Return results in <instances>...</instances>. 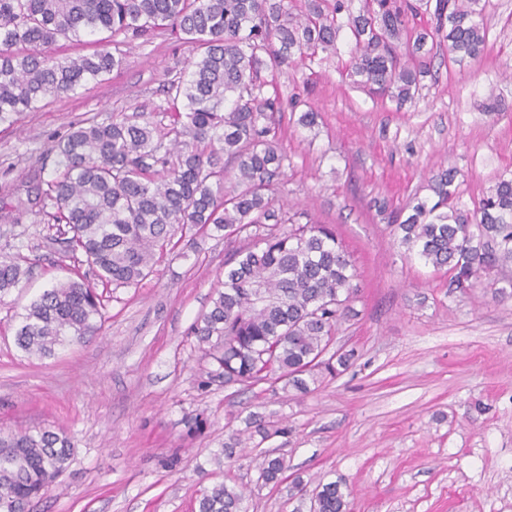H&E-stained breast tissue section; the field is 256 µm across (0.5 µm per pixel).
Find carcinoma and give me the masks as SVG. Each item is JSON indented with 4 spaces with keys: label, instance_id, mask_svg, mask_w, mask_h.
Wrapping results in <instances>:
<instances>
[{
    "label": "carcinoma",
    "instance_id": "obj_1",
    "mask_svg": "<svg viewBox=\"0 0 512 512\" xmlns=\"http://www.w3.org/2000/svg\"><path fill=\"white\" fill-rule=\"evenodd\" d=\"M359 8H354V2ZM488 0H0V122L73 93L122 68L109 51L54 57L43 48L60 39L108 31L137 38L167 29L203 48L188 78L169 82L171 122L155 137L148 121L109 124L86 119L54 141L50 179L30 186L5 215L50 206V220L65 224L68 250L83 254L95 279L115 288L137 284L154 271L176 232L200 228L244 238L224 271L208 311L191 326L211 360L209 376L224 385L305 392L308 382L338 374L354 352L330 351L358 288L356 268L328 224L299 222L301 214L274 205L275 180L286 167L269 124L281 110L261 96V72L294 58L339 55L350 31L345 63L352 84L402 106L415 99L421 77L446 53L462 66L486 45ZM424 11L431 26L410 27ZM23 46L25 53L16 51ZM234 185L226 189L227 163ZM460 172L432 177L435 198H417L405 218L395 216L397 241L426 266L446 269L449 286L492 280L512 298V173L499 175L490 194L471 210L453 204ZM288 225L283 230L281 226ZM29 273L0 255V299ZM103 303L81 279L45 290L21 314L15 332L25 353L50 358L65 344L97 336ZM246 430L264 442L285 429L258 413ZM73 444L63 430L0 435V512H28L56 481ZM263 486H279L288 465L272 450L255 454ZM292 512H349L343 481L307 491L295 483ZM247 491L220 483L205 490L198 512H247Z\"/></svg>",
    "mask_w": 512,
    "mask_h": 512
}]
</instances>
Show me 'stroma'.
Here are the masks:
<instances>
[{"instance_id": "35a3bbf8", "label": "stroma", "mask_w": 512, "mask_h": 512, "mask_svg": "<svg viewBox=\"0 0 512 512\" xmlns=\"http://www.w3.org/2000/svg\"><path fill=\"white\" fill-rule=\"evenodd\" d=\"M485 24L481 57L462 66L437 57L402 106L371 100L333 56L262 75L263 96L281 101L278 146L290 161L277 196L333 225L357 270L356 316L332 342L355 358L309 393L210 378L189 328L221 287L232 246L206 230L187 232L137 285L97 284L96 338L47 359L26 355L15 343L19 314L88 267L37 211L0 218V255L31 269L0 300V432L59 428L74 443L30 512H197L217 482L251 488L248 512H289L290 483L258 487L251 451L233 463L222 455L251 404L287 427L266 446L289 475L311 489L344 480L351 512H512V299L484 281L449 291L445 271L407 256L377 212L431 196L432 175L451 165L466 174L457 204L470 209L512 170V0H491ZM100 50L125 53V66L0 122V186L49 179L54 138L83 119L141 115L165 131L168 83L201 55L164 29L135 40L104 31L46 52ZM296 98L317 112L313 127L298 125Z\"/></svg>"}]
</instances>
